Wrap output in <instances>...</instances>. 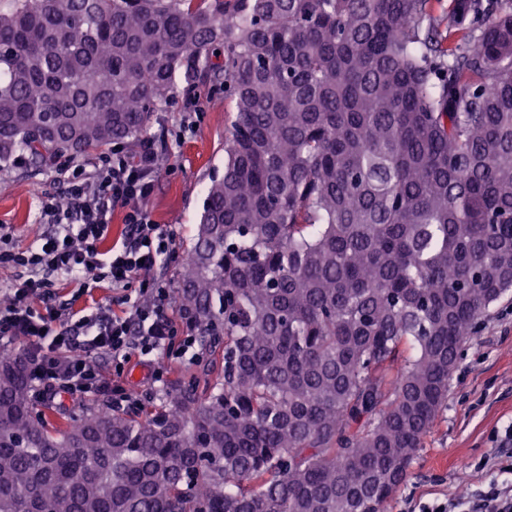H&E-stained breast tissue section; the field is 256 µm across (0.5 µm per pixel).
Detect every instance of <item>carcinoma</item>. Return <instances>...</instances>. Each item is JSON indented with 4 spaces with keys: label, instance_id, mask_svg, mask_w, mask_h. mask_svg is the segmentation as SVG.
Wrapping results in <instances>:
<instances>
[{
    "label": "carcinoma",
    "instance_id": "obj_1",
    "mask_svg": "<svg viewBox=\"0 0 512 512\" xmlns=\"http://www.w3.org/2000/svg\"><path fill=\"white\" fill-rule=\"evenodd\" d=\"M0 0V168L234 115L139 415L0 351V512H387L512 291V0Z\"/></svg>",
    "mask_w": 512,
    "mask_h": 512
}]
</instances>
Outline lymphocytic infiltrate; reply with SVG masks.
<instances>
[{
	"label": "lymphocytic infiltrate",
	"mask_w": 512,
	"mask_h": 512,
	"mask_svg": "<svg viewBox=\"0 0 512 512\" xmlns=\"http://www.w3.org/2000/svg\"><path fill=\"white\" fill-rule=\"evenodd\" d=\"M167 134L149 138L139 149L117 147L109 153L64 168L62 198H47L43 223L52 234L25 250L0 249V268L11 271L0 282V341H23L30 374L40 399L59 394L101 396L113 406L135 404L138 393L122 376L133 360L151 357V378L160 382L159 356L175 341L184 347L194 336H179L169 311L172 295L155 272L176 254V236L155 224L145 207L169 150ZM125 212L120 244L102 250L115 210ZM66 280L80 292L108 283L112 304L85 312L57 300L56 286ZM41 308H34L33 299ZM112 359L104 376L98 357ZM418 512H512V484L491 478L473 497L422 502Z\"/></svg>",
	"instance_id": "obj_1"
}]
</instances>
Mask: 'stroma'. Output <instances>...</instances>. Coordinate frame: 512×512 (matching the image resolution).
<instances>
[{
  "label": "stroma",
  "mask_w": 512,
  "mask_h": 512,
  "mask_svg": "<svg viewBox=\"0 0 512 512\" xmlns=\"http://www.w3.org/2000/svg\"><path fill=\"white\" fill-rule=\"evenodd\" d=\"M185 85H178L167 107L156 112L149 134L180 129ZM193 90L201 110L193 127L172 142L169 163L161 169L148 210L155 223L176 235L175 261L160 274L168 288L178 286L187 249L197 230L214 169L224 166L227 103L208 82ZM63 189L54 168L32 172L24 166L0 171V228L8 233L5 248L25 249L46 232L40 215L45 194ZM512 424V293L490 306L474 336L461 346L448 380V402L424 439L401 491L388 512H412L414 505L450 499L485 489L490 468L512 455L505 428Z\"/></svg>",
  "instance_id": "35a3bbf8"
}]
</instances>
